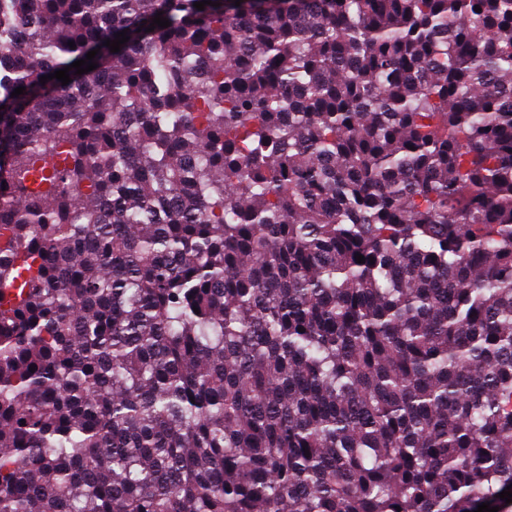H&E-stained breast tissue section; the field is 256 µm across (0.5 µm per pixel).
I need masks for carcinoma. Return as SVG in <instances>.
<instances>
[{"instance_id":"carcinoma-1","label":"carcinoma","mask_w":512,"mask_h":512,"mask_svg":"<svg viewBox=\"0 0 512 512\" xmlns=\"http://www.w3.org/2000/svg\"><path fill=\"white\" fill-rule=\"evenodd\" d=\"M194 2L0 0V512H512V0Z\"/></svg>"}]
</instances>
